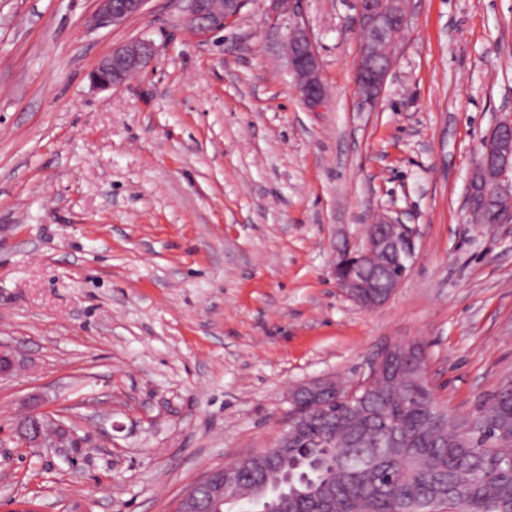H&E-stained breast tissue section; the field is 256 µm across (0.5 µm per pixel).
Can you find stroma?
<instances>
[{"mask_svg":"<svg viewBox=\"0 0 512 512\" xmlns=\"http://www.w3.org/2000/svg\"><path fill=\"white\" fill-rule=\"evenodd\" d=\"M374 110L357 104L352 0H270L208 39L180 0L120 26L95 0H0V512H175L208 469L275 447L291 388L366 376L416 343L452 417L512 377V223L465 205L481 142L512 117V0H413ZM316 44L322 107L282 54ZM152 39L139 77L89 74ZM415 228L381 308L336 282L375 213ZM40 393L79 447L16 435ZM155 55L154 43L145 38L119 45L100 59L91 72V81L102 89L120 87L131 77L144 72ZM397 340L391 341L385 345L372 359L369 364V370L367 376L360 382L352 385L349 390V397H354L360 389L368 387L374 380L378 379L387 364L391 363L393 357L412 359L414 347L406 345Z\"/></svg>","mask_w":512,"mask_h":512,"instance_id":"35a3bbf8","label":"stroma"}]
</instances>
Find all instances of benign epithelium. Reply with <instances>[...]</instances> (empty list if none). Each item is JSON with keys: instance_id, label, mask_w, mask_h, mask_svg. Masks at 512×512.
I'll use <instances>...</instances> for the list:
<instances>
[{"instance_id": "1", "label": "benign epithelium", "mask_w": 512, "mask_h": 512, "mask_svg": "<svg viewBox=\"0 0 512 512\" xmlns=\"http://www.w3.org/2000/svg\"><path fill=\"white\" fill-rule=\"evenodd\" d=\"M96 19L100 24L122 25L130 17L140 14L147 0H97ZM182 23L198 38H206L233 23L242 10L255 0H185ZM410 0H354L355 21L361 35L359 54L355 62L358 102L363 107H375L384 91L387 78L397 57L398 37L409 24ZM288 65L294 76L295 87L303 102L311 109L321 107L325 88L321 80L320 62L315 43L308 30L294 23L286 48ZM156 48L152 41L137 38L112 49L100 59L91 72L93 84L102 89L120 87L131 77L144 72L152 63ZM496 205L495 223H512V120L497 123L484 139L479 158L468 180L467 208L482 206L488 201ZM387 256L392 263L378 265L376 258ZM416 259L413 228L381 214L367 230L364 245L344 253L336 266V280L344 294L365 309L384 306L401 284ZM371 288L381 292L367 301L362 294ZM414 347L391 341L369 364L367 376L352 385L349 396L378 379L392 358L412 359ZM336 396V381L321 377L300 384L290 397L293 405L310 403L326 408L325 401ZM43 412L34 408L20 422L17 434L26 446L54 447L68 438L69 428L64 423L53 424L41 419ZM254 459H237L222 467L207 470L201 479L181 498L182 512H224V504L231 500L242 503L247 512H282L287 492L268 493L262 489L249 490L233 497L226 488L234 476Z\"/></svg>"}]
</instances>
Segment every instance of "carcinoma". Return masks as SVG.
Instances as JSON below:
<instances>
[{
  "label": "carcinoma",
  "mask_w": 512,
  "mask_h": 512,
  "mask_svg": "<svg viewBox=\"0 0 512 512\" xmlns=\"http://www.w3.org/2000/svg\"><path fill=\"white\" fill-rule=\"evenodd\" d=\"M340 417L300 412L301 436L276 464L239 473L241 488L290 478L285 512H512V383L481 407L491 426L458 434L427 380L395 367ZM322 486L318 497L302 492Z\"/></svg>",
  "instance_id": "cac0c4a2"
}]
</instances>
